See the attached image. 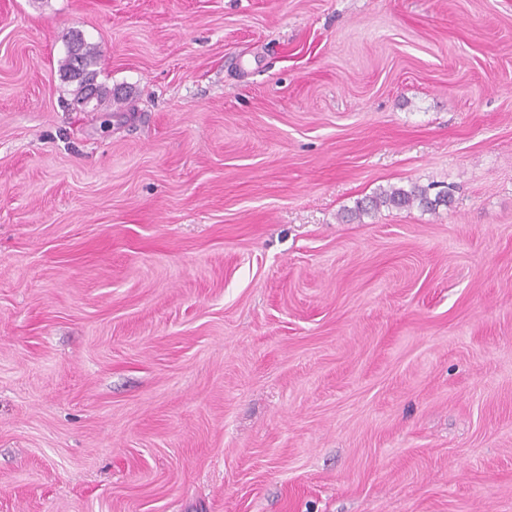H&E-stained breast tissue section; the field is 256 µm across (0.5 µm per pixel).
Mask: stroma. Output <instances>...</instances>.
<instances>
[{
    "label": "stroma",
    "instance_id": "stroma-1",
    "mask_svg": "<svg viewBox=\"0 0 512 512\" xmlns=\"http://www.w3.org/2000/svg\"><path fill=\"white\" fill-rule=\"evenodd\" d=\"M0 512H512V0H0ZM97 46L85 41L81 34L70 37L65 57L60 62V72L65 81L73 85L72 95L75 101L83 107L92 102V110H97L106 100H120L112 89L97 82L99 63ZM441 202L448 204V194H441V192H439L432 200L425 188L416 185L409 189L390 188L388 190H383L374 197L368 199L366 204H364V201L359 203V205H357V210L354 213V218L357 216L360 217L361 212L366 211L367 207L377 208L379 206H391L395 208H404L410 207L414 203H418L424 207H433Z\"/></svg>",
    "mask_w": 512,
    "mask_h": 512
}]
</instances>
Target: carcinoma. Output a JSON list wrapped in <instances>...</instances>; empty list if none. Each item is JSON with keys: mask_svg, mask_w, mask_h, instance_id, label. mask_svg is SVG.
Listing matches in <instances>:
<instances>
[{"mask_svg": "<svg viewBox=\"0 0 512 512\" xmlns=\"http://www.w3.org/2000/svg\"><path fill=\"white\" fill-rule=\"evenodd\" d=\"M99 50L97 46L85 41L81 34L76 33L70 37L65 57L60 62V72L65 81L73 85L72 95L75 101L84 106H92L97 110L110 99H119L112 90L97 82V69L99 63ZM441 202H448V195L438 193L429 197L428 191L419 186L409 189L390 188L383 190L367 203H359L355 215L369 207L391 206L395 208L410 207L417 203L424 207H433Z\"/></svg>", "mask_w": 512, "mask_h": 512, "instance_id": "cac0c4a2", "label": "carcinoma"}]
</instances>
